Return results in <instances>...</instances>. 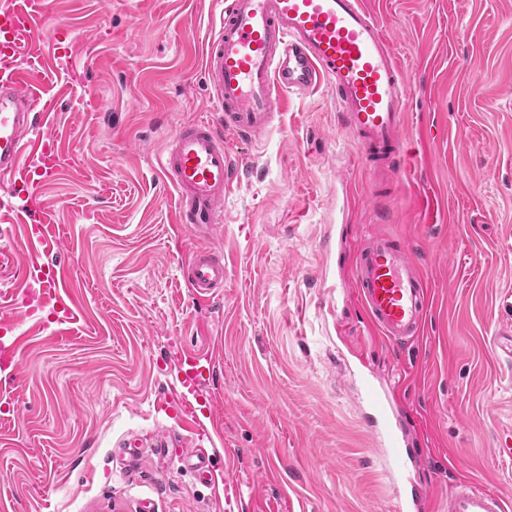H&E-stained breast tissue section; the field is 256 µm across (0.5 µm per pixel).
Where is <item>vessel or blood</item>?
Masks as SVG:
<instances>
[{
  "instance_id": "b4317fda",
  "label": "vessel or blood",
  "mask_w": 512,
  "mask_h": 512,
  "mask_svg": "<svg viewBox=\"0 0 512 512\" xmlns=\"http://www.w3.org/2000/svg\"><path fill=\"white\" fill-rule=\"evenodd\" d=\"M50 19L49 0H8L0 6V212L15 215L24 255L0 250V268L22 265L37 285L41 306L57 319L73 315L63 268L50 266L57 243L41 190L62 170V143L54 128L58 99L47 92L52 53L35 37ZM204 72L214 91L218 121L179 126L159 159L163 181L175 192L174 221L199 235L224 222V201L236 187L223 131L257 137L272 126L285 94L327 83L340 121L372 167L406 170L412 156L403 132L407 81L376 17L362 0H226L218 34L209 42ZM23 196L22 207L12 199ZM185 282L198 300L224 286V254L195 250L184 262ZM352 279L370 325L397 346L421 334L429 298L426 280L408 245L385 233L359 252ZM20 342L10 320H0V369L18 367ZM213 368L192 350L178 363L176 392L168 402L188 429L198 418L189 397L203 388ZM360 402L370 411L379 445L392 471L422 465L403 425L393 420L381 389L364 382ZM427 492L398 487L394 512H424ZM445 512H505L503 498L471 479L455 480Z\"/></svg>"
}]
</instances>
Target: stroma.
<instances>
[{"label":"stroma","mask_w":512,"mask_h":512,"mask_svg":"<svg viewBox=\"0 0 512 512\" xmlns=\"http://www.w3.org/2000/svg\"><path fill=\"white\" fill-rule=\"evenodd\" d=\"M363 2L411 80L412 168L369 173L322 83L285 96L260 139L225 133L237 187L204 237L174 223L158 159L180 125L217 117L202 61L222 0H52L39 38L76 34L48 89L80 160L43 199L80 313L0 301L25 339L16 374H0V512H391L396 480L358 398L391 370L429 512L458 477L512 505V0ZM380 232L407 240L431 292L420 339L399 350L351 286ZM198 247L224 253L204 304L181 271ZM177 346L214 362L203 473L156 450L185 435L165 405Z\"/></svg>","instance_id":"35a3bbf8"}]
</instances>
